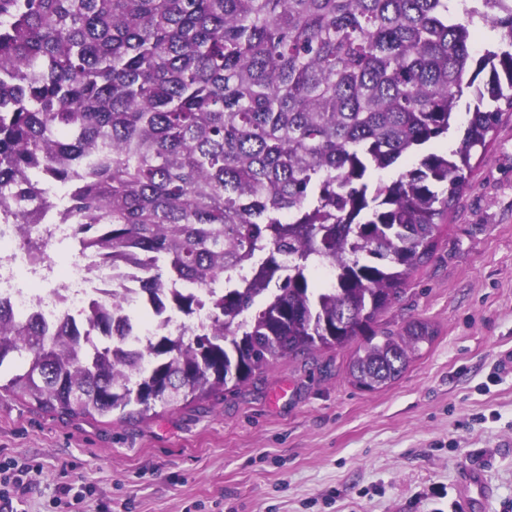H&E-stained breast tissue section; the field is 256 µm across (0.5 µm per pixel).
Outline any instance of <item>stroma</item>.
Segmentation results:
<instances>
[{"mask_svg":"<svg viewBox=\"0 0 512 512\" xmlns=\"http://www.w3.org/2000/svg\"><path fill=\"white\" fill-rule=\"evenodd\" d=\"M471 166L431 260L380 317L434 332L391 385L355 388L350 344L145 419L1 391L0 459L40 467L17 512H454L469 468L490 488L478 512H512V112Z\"/></svg>","mask_w":512,"mask_h":512,"instance_id":"35a3bbf8","label":"stroma"}]
</instances>
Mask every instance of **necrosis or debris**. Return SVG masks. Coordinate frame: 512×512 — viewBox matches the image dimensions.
I'll list each match as a JSON object with an SVG mask.
<instances>
[{
    "label": "necrosis or debris",
    "mask_w": 512,
    "mask_h": 512,
    "mask_svg": "<svg viewBox=\"0 0 512 512\" xmlns=\"http://www.w3.org/2000/svg\"><path fill=\"white\" fill-rule=\"evenodd\" d=\"M43 237L49 244L71 240L69 224H0V299L7 300L16 320L40 312L48 326L62 317L82 318L91 306L113 303L133 307L137 266L113 262L111 255L94 249L80 251L78 259L59 266L48 259L33 265L25 246V235Z\"/></svg>",
    "instance_id": "obj_1"
}]
</instances>
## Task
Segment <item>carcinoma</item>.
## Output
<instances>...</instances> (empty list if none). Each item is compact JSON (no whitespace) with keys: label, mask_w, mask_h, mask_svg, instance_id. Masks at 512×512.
Here are the masks:
<instances>
[{"label":"carcinoma","mask_w":512,"mask_h":512,"mask_svg":"<svg viewBox=\"0 0 512 512\" xmlns=\"http://www.w3.org/2000/svg\"><path fill=\"white\" fill-rule=\"evenodd\" d=\"M492 10L499 43L477 52ZM504 111L512 0H0V224H72L82 247L138 258L150 296L53 332L0 301V368L19 364L0 389L144 418L359 337L351 383L388 385L433 336L379 317ZM452 129L456 148L422 153ZM173 281L195 290L158 298ZM205 304L209 324L164 332L163 311ZM142 315L160 328L129 379L115 325L129 335Z\"/></svg>","instance_id":"obj_1"}]
</instances>
